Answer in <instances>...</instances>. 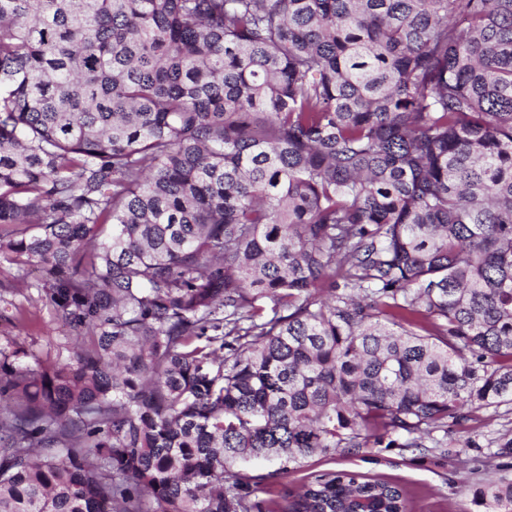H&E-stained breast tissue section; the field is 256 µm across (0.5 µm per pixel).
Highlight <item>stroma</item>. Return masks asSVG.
Instances as JSON below:
<instances>
[{"instance_id": "stroma-1", "label": "stroma", "mask_w": 512, "mask_h": 512, "mask_svg": "<svg viewBox=\"0 0 512 512\" xmlns=\"http://www.w3.org/2000/svg\"><path fill=\"white\" fill-rule=\"evenodd\" d=\"M40 280L38 270L24 277L16 264L0 258V346L14 342L52 360L70 345L72 334L54 317ZM505 436L512 437V405L487 411L467 427L449 428L440 448L341 449L309 458L288 474V492L296 494L312 475L351 471L399 486L407 512H483L474 494L488 472L512 478V454L498 448Z\"/></svg>"}]
</instances>
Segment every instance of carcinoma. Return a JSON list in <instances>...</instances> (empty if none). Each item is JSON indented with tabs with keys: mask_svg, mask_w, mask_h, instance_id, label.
Masks as SVG:
<instances>
[{
	"mask_svg": "<svg viewBox=\"0 0 512 512\" xmlns=\"http://www.w3.org/2000/svg\"><path fill=\"white\" fill-rule=\"evenodd\" d=\"M0 256V512H405L281 477L512 405V0H0ZM23 281L16 264L0 258V346L16 342L32 350L41 360L62 359L69 353L74 335L54 317L41 287V274L33 266Z\"/></svg>",
	"mask_w": 512,
	"mask_h": 512,
	"instance_id": "1",
	"label": "carcinoma"
}]
</instances>
